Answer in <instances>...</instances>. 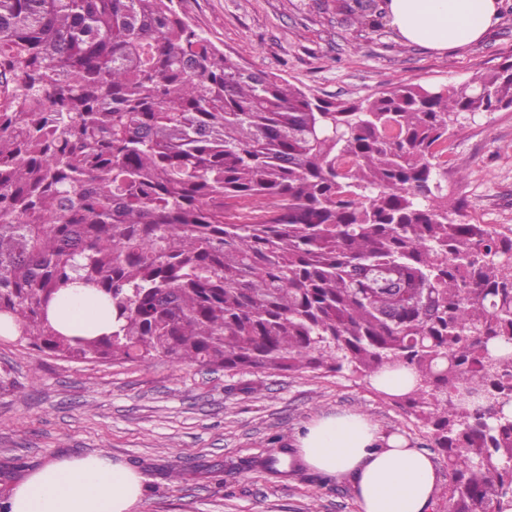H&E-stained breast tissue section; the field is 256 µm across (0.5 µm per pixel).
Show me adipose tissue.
<instances>
[{
  "label": "adipose tissue",
  "instance_id": "1",
  "mask_svg": "<svg viewBox=\"0 0 512 512\" xmlns=\"http://www.w3.org/2000/svg\"><path fill=\"white\" fill-rule=\"evenodd\" d=\"M496 0H389L391 26L410 44L450 52L479 41L496 21ZM49 320L67 336L111 333L112 309L91 287L75 284L52 302ZM304 464L346 477L360 512H432L437 470L427 451L385 435L365 414L318 418L296 441ZM140 474L103 453L64 458L25 475L10 490L9 512H135Z\"/></svg>",
  "mask_w": 512,
  "mask_h": 512
}]
</instances>
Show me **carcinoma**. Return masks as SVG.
Segmentation results:
<instances>
[{"mask_svg": "<svg viewBox=\"0 0 512 512\" xmlns=\"http://www.w3.org/2000/svg\"><path fill=\"white\" fill-rule=\"evenodd\" d=\"M385 5L332 0L373 32ZM508 108L512 62L333 102L175 0H0V313L69 360L405 367L386 398L433 425L448 512H512V226L455 222L441 186L448 139ZM76 278L112 333L48 320Z\"/></svg>", "mask_w": 512, "mask_h": 512, "instance_id": "carcinoma-1", "label": "carcinoma"}]
</instances>
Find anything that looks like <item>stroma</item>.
Segmentation results:
<instances>
[{"mask_svg": "<svg viewBox=\"0 0 512 512\" xmlns=\"http://www.w3.org/2000/svg\"><path fill=\"white\" fill-rule=\"evenodd\" d=\"M323 0H179L186 18L240 65L281 74L330 100H363L400 83L450 87L512 61V0L480 42L439 53L392 28L355 35ZM442 184L455 221L512 225V108L484 114L448 143ZM362 412L425 449L451 474L432 428L348 371L211 369L165 358L70 362L0 337V495L39 465L105 452L143 477L137 512H359L346 480L296 463L262 467L320 416ZM251 469H244V462Z\"/></svg>", "mask_w": 512, "mask_h": 512, "instance_id": "35a3bbf8", "label": "stroma"}]
</instances>
